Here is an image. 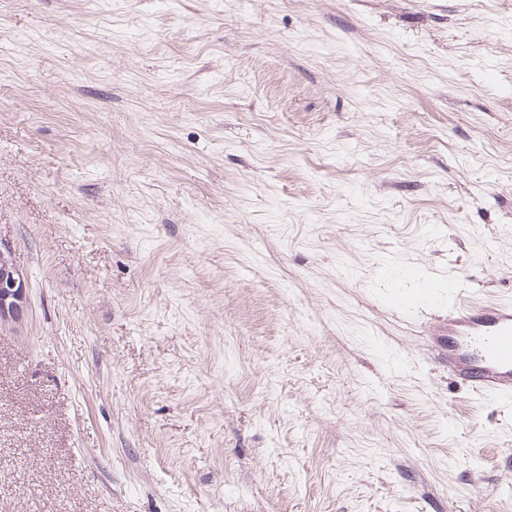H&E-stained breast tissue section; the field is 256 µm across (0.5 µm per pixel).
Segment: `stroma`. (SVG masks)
Returning <instances> with one entry per match:
<instances>
[{
  "label": "stroma",
  "mask_w": 512,
  "mask_h": 512,
  "mask_svg": "<svg viewBox=\"0 0 512 512\" xmlns=\"http://www.w3.org/2000/svg\"><path fill=\"white\" fill-rule=\"evenodd\" d=\"M0 244V512H512V0H0ZM27 282L10 249L0 245V326L19 323L27 310ZM448 368L485 397L512 401V301L474 307L448 295Z\"/></svg>",
  "instance_id": "35a3bbf8"
}]
</instances>
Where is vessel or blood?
Masks as SVG:
<instances>
[{
    "label": "vessel or blood",
    "mask_w": 512,
    "mask_h": 512,
    "mask_svg": "<svg viewBox=\"0 0 512 512\" xmlns=\"http://www.w3.org/2000/svg\"><path fill=\"white\" fill-rule=\"evenodd\" d=\"M448 367L485 397L512 401V301L490 307L448 303Z\"/></svg>",
    "instance_id": "1"
}]
</instances>
